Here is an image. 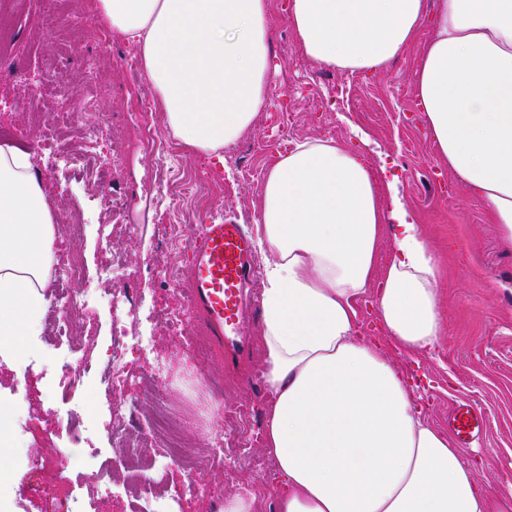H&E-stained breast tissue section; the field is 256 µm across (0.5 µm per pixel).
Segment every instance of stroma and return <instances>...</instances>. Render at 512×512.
<instances>
[{
	"label": "stroma",
	"mask_w": 512,
	"mask_h": 512,
	"mask_svg": "<svg viewBox=\"0 0 512 512\" xmlns=\"http://www.w3.org/2000/svg\"><path fill=\"white\" fill-rule=\"evenodd\" d=\"M46 0H19L15 9L0 18V26L16 35V53L25 59L29 73H36L46 54L59 53L68 72L81 76L84 55H93L100 71L111 74L112 85L99 102L103 134L98 153L109 157L112 143L130 137L136 125L130 116L132 101L151 91L142 74H130L123 59L127 43L116 41L101 50L91 30L79 17L88 0H57L56 9L67 20L70 51L49 43L38 17ZM288 0H270L274 16L268 44L269 106L222 154L199 155L182 150L172 162L171 174L183 180L207 172L220 186L208 208L186 199L190 214L187 235H195L212 216L241 221L243 209H256L260 180L244 177V169L264 173L281 157L276 147L255 152L251 142H266L271 121L292 124L296 140H354L362 136L364 150L375 172L380 192L396 185L442 269L438 281L439 305L445 315V334L429 353L411 357L398 347L381 326L374 307L375 292L367 290L358 317V334L376 343L399 368L417 395V406L439 429H447L448 414L457 404L469 403L486 419L484 429L463 450L476 468V478L489 491L512 482V245L502 241L483 201L458 183L433 140L416 94V73L423 49L431 36L422 28L417 38L386 69L358 73L344 91L336 89V73L316 67L303 53L288 24ZM31 89L21 83L0 85V128L7 130L4 143L32 152L33 142L44 139L53 146L58 122L56 101L68 90H45L48 107L29 113L24 103ZM154 156L142 150L124 159L118 168H107L100 184L72 173L44 177L46 199L52 213L69 209L82 212L81 236L57 231L55 255L80 254L86 286L96 299L80 318L77 330L93 340L76 353L38 330L18 341L0 345V512H222L225 497L241 487L261 482L267 488L260 512H274L281 490L275 469L258 473L235 472L220 484L216 495L201 493L178 466L167 463L161 441L142 450L146 492L132 496L124 480L126 437L112 429V402L100 384L110 355L112 312L102 300L100 272L112 260V244L125 257L127 295L145 305L131 318L134 332L154 330L150 307L175 309L182 302L184 285H172L149 276L148 269L163 250L155 231L167 223L164 203L148 192ZM126 202L122 225L102 224L98 213L104 193ZM261 316L248 320L240 330L249 350L234 363L209 360L204 374L221 404H213L186 374L188 353L167 336H156L150 351H131L121 373L125 386L120 395L137 407L130 431L147 430L151 398L143 379L156 364L170 372L164 394L175 406H188L183 417V446L188 455H200L206 443L197 431L198 420L221 422V407L250 404V430L256 441L255 457H263V422L269 394L257 353ZM80 371L78 385L63 388L65 369ZM51 458L68 487L65 500L52 499L49 488L34 487L27 479L33 458Z\"/></svg>",
	"instance_id": "1"
}]
</instances>
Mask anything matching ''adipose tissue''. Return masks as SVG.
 <instances>
[{
	"mask_svg": "<svg viewBox=\"0 0 512 512\" xmlns=\"http://www.w3.org/2000/svg\"><path fill=\"white\" fill-rule=\"evenodd\" d=\"M134 44L171 135L220 153L268 106L269 0H90ZM287 20L321 69L375 72L432 35L417 97L454 178L512 242V0H289ZM395 249L375 262L384 226ZM264 452L283 481L276 512H512V483L489 493L447 432L417 409L401 374L357 335L376 306L415 356L445 332L439 263L398 191L381 194L349 143H296L262 183ZM55 228L30 154L0 146V343L34 331L46 304Z\"/></svg>",
	"mask_w": 512,
	"mask_h": 512,
	"instance_id": "1",
	"label": "adipose tissue"
}]
</instances>
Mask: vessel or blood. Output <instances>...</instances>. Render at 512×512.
Instances as JSON below:
<instances>
[{
	"label": "vessel or blood",
	"mask_w": 512,
	"mask_h": 512,
	"mask_svg": "<svg viewBox=\"0 0 512 512\" xmlns=\"http://www.w3.org/2000/svg\"><path fill=\"white\" fill-rule=\"evenodd\" d=\"M251 252V240L243 226L220 218L202 225L194 242L190 300L219 359L231 361L239 354L233 334L244 319ZM484 424L481 412L467 404L453 407L448 417V427L462 445Z\"/></svg>",
	"instance_id": "b4317fda"
}]
</instances>
